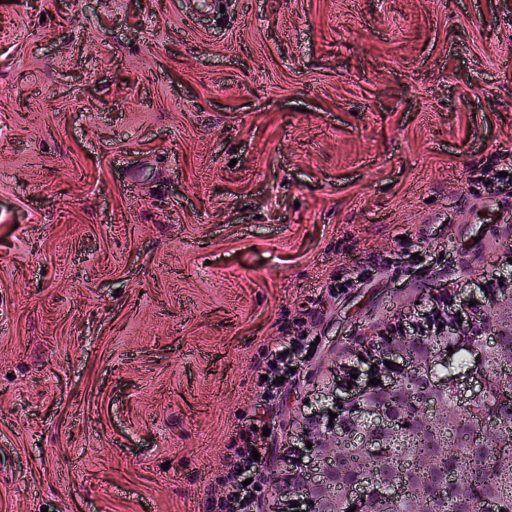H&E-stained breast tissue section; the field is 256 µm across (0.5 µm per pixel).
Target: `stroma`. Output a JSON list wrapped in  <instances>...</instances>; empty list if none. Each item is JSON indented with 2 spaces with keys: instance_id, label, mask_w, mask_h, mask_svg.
Segmentation results:
<instances>
[{
  "instance_id": "1",
  "label": "stroma",
  "mask_w": 512,
  "mask_h": 512,
  "mask_svg": "<svg viewBox=\"0 0 512 512\" xmlns=\"http://www.w3.org/2000/svg\"><path fill=\"white\" fill-rule=\"evenodd\" d=\"M511 276L512 0H0V512H207L256 417L287 512L370 339ZM303 333L300 332L287 346H280L277 348L267 349L263 355V361L259 363V371L261 374L258 375V386L262 388L260 391V397L264 401H273L280 396V389L282 383L276 382L273 384L276 377H281L283 373H286L285 369H288V362L292 363V360L296 359L297 356L302 355L304 351ZM289 350V353L281 356V353ZM276 364V367H273ZM261 375H267L268 379L261 382Z\"/></svg>"
}]
</instances>
